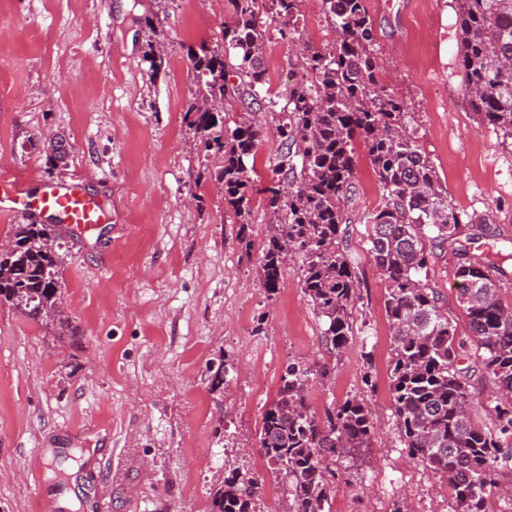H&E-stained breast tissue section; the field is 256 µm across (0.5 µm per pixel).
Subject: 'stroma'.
<instances>
[{"instance_id":"obj_1","label":"stroma","mask_w":512,"mask_h":512,"mask_svg":"<svg viewBox=\"0 0 512 512\" xmlns=\"http://www.w3.org/2000/svg\"><path fill=\"white\" fill-rule=\"evenodd\" d=\"M380 79L413 115L410 128L462 216L496 229L466 253L435 250L427 281L457 336L470 334L458 305L462 255L512 243V144L479 126L458 67L453 0H367ZM300 40L322 48L335 33L321 0H302ZM153 18L147 28L145 18ZM230 14L224 0H0V175L38 195L44 180L80 184L106 216L65 237L64 326L0 306V512H207L232 469L258 481L261 512H284L259 451L263 414L288 363L321 364L308 404L363 397L375 433L355 457L337 458L330 512H453L447 480L409 455L389 397L392 336L388 283L370 262L366 213L383 202L364 148L344 207V245L361 280L353 336L329 352L324 319L305 295L298 256L277 293L259 282L269 229L252 199L251 246L236 237L216 168L196 148L184 113L197 90L187 49L214 43ZM164 65L141 60L148 36ZM275 68L258 96L226 100L224 121H253L260 182L280 141L283 101L306 78L298 42L264 32ZM69 145L51 167L37 151L50 136ZM226 365L224 400L210 366ZM371 373L374 388L362 382ZM69 504L57 506L59 496Z\"/></svg>"}]
</instances>
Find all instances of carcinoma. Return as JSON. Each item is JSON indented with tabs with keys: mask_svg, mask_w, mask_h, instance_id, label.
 Listing matches in <instances>:
<instances>
[{
	"mask_svg": "<svg viewBox=\"0 0 512 512\" xmlns=\"http://www.w3.org/2000/svg\"><path fill=\"white\" fill-rule=\"evenodd\" d=\"M301 0H228L232 21L220 41L188 49L201 82L185 111L201 133L200 150L219 161L216 180L239 224L238 238L250 246L253 196L263 193L273 217L259 277L270 293L279 288L291 254L302 259L300 280L314 310L326 318V344L341 349L353 333L352 308L360 281L340 249L347 233L343 206L355 191L360 142L383 190V203L366 215L368 255L389 283L385 310L392 333L389 391L411 456L448 477L454 512H485V495L500 473L512 471V306L503 303L500 277L512 252L489 250L460 263L458 301L471 331L456 336L438 305L435 289L422 280L432 249L466 239L493 237L487 224L462 223L439 188L436 169L406 133L411 113L379 80L380 64L366 0H322L332 19V46L304 44L312 79L288 88L278 132L281 143L270 162L272 178L256 188L249 158L260 139L251 121L224 128V100L247 86L252 95L265 83L264 27L275 22L284 37L298 33ZM460 56L473 111L503 140H512V0H455ZM142 60L156 72L161 45L147 41ZM57 224L11 225L10 249L0 251V305L37 322L60 316L61 249ZM482 351L481 370L502 394L492 428L470 409V375L460 368L469 344ZM327 367L288 365L277 399L263 414L260 452L288 481V512H325L330 461L368 448L374 433L370 410L356 397L311 413L307 392ZM260 486L234 471L210 496L209 512H252Z\"/></svg>",
	"mask_w": 512,
	"mask_h": 512,
	"instance_id": "cac0c4a2",
	"label": "carcinoma"
}]
</instances>
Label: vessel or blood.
Wrapping results in <instances>:
<instances>
[{
  "instance_id": "1",
  "label": "vessel or blood",
  "mask_w": 512,
  "mask_h": 512,
  "mask_svg": "<svg viewBox=\"0 0 512 512\" xmlns=\"http://www.w3.org/2000/svg\"><path fill=\"white\" fill-rule=\"evenodd\" d=\"M28 196L29 193L23 186L1 179L0 217L22 219L24 213L19 204ZM37 200L41 209L62 215L67 223L73 224L81 232L100 223L105 212L99 197L66 182H45Z\"/></svg>"
}]
</instances>
